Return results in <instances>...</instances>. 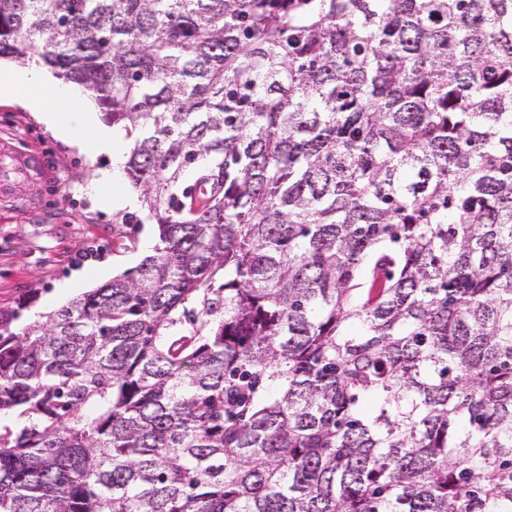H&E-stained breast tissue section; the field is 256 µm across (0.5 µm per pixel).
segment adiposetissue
Instances as JSON below:
<instances>
[{
	"label": "adipose tissue",
	"instance_id": "adipose-tissue-1",
	"mask_svg": "<svg viewBox=\"0 0 512 512\" xmlns=\"http://www.w3.org/2000/svg\"><path fill=\"white\" fill-rule=\"evenodd\" d=\"M1 99L22 102L61 139L90 145L95 154L108 157L110 165L100 171L91 192L103 195L113 207L136 205V195L120 186L126 160L122 133L103 124L92 103L76 87L54 80L45 67L31 62L0 70Z\"/></svg>",
	"mask_w": 512,
	"mask_h": 512
}]
</instances>
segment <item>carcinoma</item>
<instances>
[{
  "label": "carcinoma",
  "instance_id": "1",
  "mask_svg": "<svg viewBox=\"0 0 512 512\" xmlns=\"http://www.w3.org/2000/svg\"><path fill=\"white\" fill-rule=\"evenodd\" d=\"M33 57L158 244L0 313V512H512V0H0Z\"/></svg>",
  "mask_w": 512,
  "mask_h": 512
}]
</instances>
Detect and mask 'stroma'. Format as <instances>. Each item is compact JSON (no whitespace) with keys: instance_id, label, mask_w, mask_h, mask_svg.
<instances>
[{"instance_id":"1","label":"stroma","mask_w":512,"mask_h":512,"mask_svg":"<svg viewBox=\"0 0 512 512\" xmlns=\"http://www.w3.org/2000/svg\"><path fill=\"white\" fill-rule=\"evenodd\" d=\"M0 311L19 325L66 305L137 266L157 240L151 224H126L90 184L105 156L64 142L32 112L0 101Z\"/></svg>"}]
</instances>
